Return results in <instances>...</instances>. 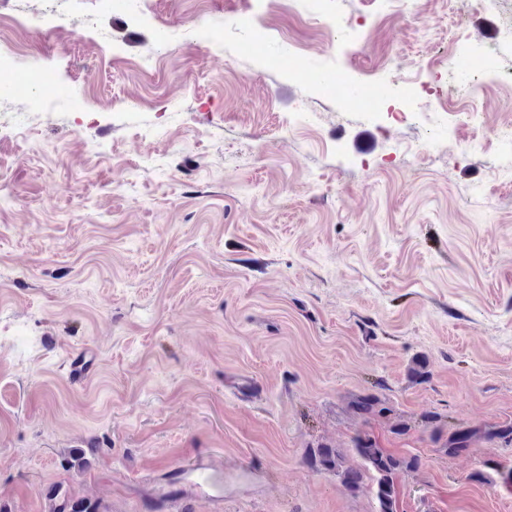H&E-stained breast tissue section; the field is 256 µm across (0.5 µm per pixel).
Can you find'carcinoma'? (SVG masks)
<instances>
[{
    "label": "carcinoma",
    "mask_w": 512,
    "mask_h": 512,
    "mask_svg": "<svg viewBox=\"0 0 512 512\" xmlns=\"http://www.w3.org/2000/svg\"><path fill=\"white\" fill-rule=\"evenodd\" d=\"M473 434L461 431L448 437V454L458 455L469 450ZM354 451L363 461L359 467L345 465L344 453L338 448H318L309 450L305 462L314 468L333 472L342 485L356 492L372 483V491L377 504L376 512H396L397 476L413 471L419 466V459L397 457L378 446L370 437H358ZM50 512H108L101 502L90 499H72L55 495L50 498Z\"/></svg>",
    "instance_id": "carcinoma-1"
}]
</instances>
